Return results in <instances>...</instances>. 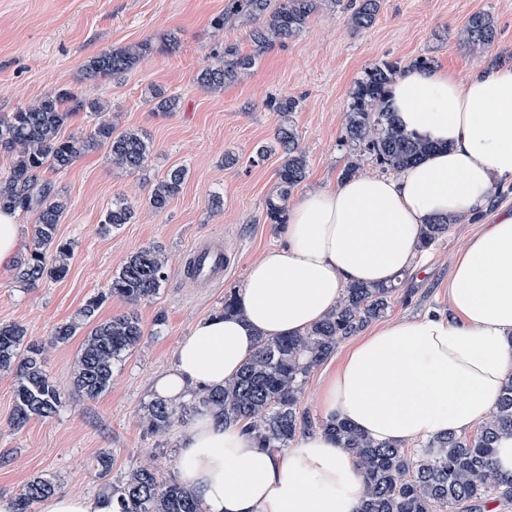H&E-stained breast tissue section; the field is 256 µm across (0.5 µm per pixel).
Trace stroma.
Listing matches in <instances>:
<instances>
[{
  "instance_id": "stroma-1",
  "label": "stroma",
  "mask_w": 512,
  "mask_h": 512,
  "mask_svg": "<svg viewBox=\"0 0 512 512\" xmlns=\"http://www.w3.org/2000/svg\"><path fill=\"white\" fill-rule=\"evenodd\" d=\"M226 0H0V114L14 111L66 88L77 97L103 103L106 119L118 129L143 132L152 143L144 171L131 173L112 164L106 150L80 156L64 172L44 177L66 203L57 226L71 242L65 278L21 285L13 266H0V323L16 322L43 341L44 368L64 395L55 417L35 418L23 428L10 424L12 377L0 376V502L33 477L53 478L59 492L89 495L101 491L100 453L112 455L110 482L130 468L159 463L163 478L178 474L181 426L151 433L143 420L152 401V378L167 369L178 342L199 319L219 313L224 297L242 289L250 266L282 240V227L268 223L266 199L281 163L280 152L250 164L259 147L273 143L279 116L269 99L299 100L292 120L307 153L304 182L292 193L338 182L350 148L342 140L350 95L366 70L379 62L411 69L419 58L432 69L467 79L495 57L512 58V0H380L374 24L355 29L349 11L324 0L305 31L275 45L238 82L212 90L197 81L212 50L237 44L252 51V22L235 18L217 27ZM491 13L497 35L478 54L459 33L476 12ZM150 53L123 78L85 79L83 72L101 53L141 41ZM178 96L176 111L159 112L151 87ZM187 175L180 194L163 212L148 204L153 186L176 168ZM222 209L209 205L212 195ZM134 210L131 223L103 235L98 225L117 199ZM489 213L462 220L430 249L420 252L384 317L394 323L448 310V281L470 238L485 229ZM224 241V281H189L185 262L195 245ZM157 245L166 259L167 280L152 301L130 307L112 298L99 319L136 309L145 331L141 342L119 362L111 388L94 400L74 394L71 377L81 336L64 343L51 339L91 296L106 289L113 273L132 252ZM350 346L342 341L308 379L301 407L321 421L320 385Z\"/></svg>"
}]
</instances>
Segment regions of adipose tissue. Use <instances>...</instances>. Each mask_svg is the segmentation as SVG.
<instances>
[{
  "instance_id": "ef3b65f1",
  "label": "adipose tissue",
  "mask_w": 512,
  "mask_h": 512,
  "mask_svg": "<svg viewBox=\"0 0 512 512\" xmlns=\"http://www.w3.org/2000/svg\"><path fill=\"white\" fill-rule=\"evenodd\" d=\"M386 107L410 134L434 144L394 177L351 176L307 192L288 212L281 244L254 263L237 315L198 320L156 396L182 401L222 385L255 352L258 336L318 323L353 283L380 284L409 267L422 225L488 209L512 183V66L460 82L411 69ZM452 316L431 314L372 330L323 382L325 417L379 442L404 445L459 434L484 419L512 375V214L498 215L456 260ZM180 480L207 512H354L362 494L357 458L321 431L273 453L214 412L186 425ZM40 512H116L111 495L56 494Z\"/></svg>"
}]
</instances>
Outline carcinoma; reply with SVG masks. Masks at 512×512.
Returning a JSON list of instances; mask_svg holds the SVG:
<instances>
[{
    "instance_id": "carcinoma-1",
    "label": "carcinoma",
    "mask_w": 512,
    "mask_h": 512,
    "mask_svg": "<svg viewBox=\"0 0 512 512\" xmlns=\"http://www.w3.org/2000/svg\"><path fill=\"white\" fill-rule=\"evenodd\" d=\"M321 0H229L224 13L214 19L244 16L256 23L250 34L253 52L244 55L238 46L226 43L210 55L199 74L200 82L212 89L239 80L264 53L303 32ZM351 24L360 29L371 26L379 0H352ZM463 41L477 50L489 48L496 38L495 21L489 13L470 17L462 30ZM151 49L148 41L120 51L105 52L85 68L89 77L120 78ZM398 66L382 62L368 69L351 94L345 112L344 140L353 158L343 176L360 172L371 158L382 170L397 173L421 160L431 146L406 134L383 105L386 88L398 75ZM158 112H172L178 97L153 91ZM267 106L281 118L275 141L283 163L278 182L267 199V219L272 224L287 220L288 199L305 180L308 159L291 124L298 111L293 97L272 98ZM97 115L105 108L100 102L82 100L68 89H60L35 105L20 107L0 117V152L13 156L6 174L0 176V209L36 214L32 247L16 262V278L34 285L44 279L59 280L68 272L72 246L57 239V224L66 209L51 182L43 179L45 169L63 172L83 154L105 148L112 162L135 172L144 167L151 144L136 130H117L110 120H100L89 133L64 136L63 129L79 112ZM186 170H171L158 181L148 198L156 212L167 208L177 196ZM134 210L124 201L112 204L99 224V232L128 224ZM449 224H426L421 230V250L432 247ZM167 278L162 251L156 246L131 253L112 275L106 290L86 301L74 318L58 325L52 341L64 343L86 328L74 365L72 388L87 399L109 390L115 365L132 351L144 336L138 316L124 314L101 321L102 304L115 297L130 304L158 295ZM399 284H354L343 288L336 306L318 323L292 336L261 337L254 354L233 377L217 388L193 392L190 402L156 399L145 406L151 431L162 433L177 422L203 409L220 411L226 426L242 428L259 447L281 450L312 429L314 422L301 410V395L311 373L328 359L339 343L357 335L372 321L383 317ZM42 342L27 336L18 323H0V372L14 379V407L11 425L20 429L31 419L54 417L61 404V392L43 368ZM319 429L336 438L363 467L364 488L355 512H481L490 501L512 503V477L500 475L494 466L497 439L512 435V375L501 397L473 435L444 434L426 439L414 452L392 444L379 443L343 421L326 419ZM53 479L38 476L28 481L10 502V512H32L34 504L55 493ZM118 512H203V502L182 484L159 477L155 465L129 471L112 486Z\"/></svg>"
}]
</instances>
